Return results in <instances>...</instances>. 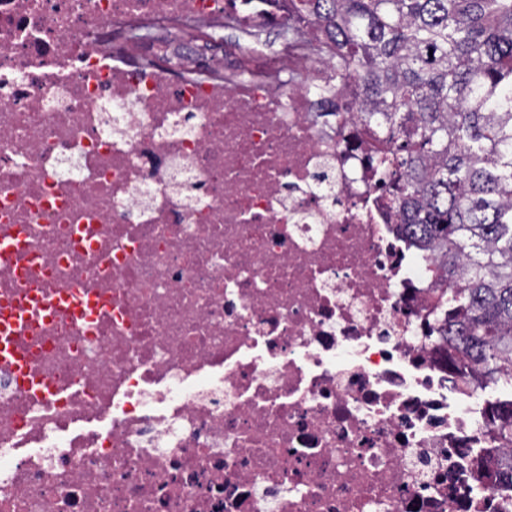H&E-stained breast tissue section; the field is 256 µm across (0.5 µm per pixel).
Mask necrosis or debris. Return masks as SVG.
<instances>
[{
  "mask_svg": "<svg viewBox=\"0 0 512 512\" xmlns=\"http://www.w3.org/2000/svg\"><path fill=\"white\" fill-rule=\"evenodd\" d=\"M240 38L129 40L158 18ZM282 0H0V512H512L433 251Z\"/></svg>",
  "mask_w": 512,
  "mask_h": 512,
  "instance_id": "obj_1",
  "label": "necrosis or debris"
}]
</instances>
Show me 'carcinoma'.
<instances>
[{
	"mask_svg": "<svg viewBox=\"0 0 512 512\" xmlns=\"http://www.w3.org/2000/svg\"><path fill=\"white\" fill-rule=\"evenodd\" d=\"M353 90L384 206L460 280L443 337L487 382L512 362V0H300ZM512 443V406L497 412Z\"/></svg>",
	"mask_w": 512,
	"mask_h": 512,
	"instance_id": "obj_1",
	"label": "carcinoma"
}]
</instances>
